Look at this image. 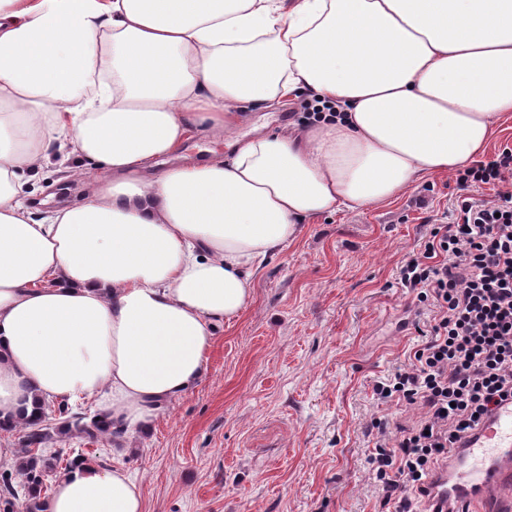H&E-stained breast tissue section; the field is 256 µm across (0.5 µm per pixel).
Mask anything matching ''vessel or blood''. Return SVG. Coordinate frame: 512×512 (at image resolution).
<instances>
[{
  "label": "vessel or blood",
  "mask_w": 512,
  "mask_h": 512,
  "mask_svg": "<svg viewBox=\"0 0 512 512\" xmlns=\"http://www.w3.org/2000/svg\"><path fill=\"white\" fill-rule=\"evenodd\" d=\"M464 465L435 473L432 492L453 512H512V407L499 408L464 451Z\"/></svg>",
  "instance_id": "obj_1"
}]
</instances>
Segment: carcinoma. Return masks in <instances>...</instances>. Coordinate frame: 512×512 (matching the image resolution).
<instances>
[{"mask_svg": "<svg viewBox=\"0 0 512 512\" xmlns=\"http://www.w3.org/2000/svg\"><path fill=\"white\" fill-rule=\"evenodd\" d=\"M57 412L61 422L55 428L47 423L46 413L37 420L20 424L23 436L18 461L12 468L0 472V504L4 512H11L14 501L21 496L26 500V512H44L47 501L44 476L61 460L59 454H46L44 445L53 436L61 438L75 433L88 444H99L112 442L113 436L118 434L101 413L73 414L67 402L59 405Z\"/></svg>", "mask_w": 512, "mask_h": 512, "instance_id": "obj_1", "label": "carcinoma"}]
</instances>
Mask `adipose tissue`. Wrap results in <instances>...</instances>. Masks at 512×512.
<instances>
[{
    "label": "adipose tissue",
    "instance_id": "adipose-tissue-1",
    "mask_svg": "<svg viewBox=\"0 0 512 512\" xmlns=\"http://www.w3.org/2000/svg\"><path fill=\"white\" fill-rule=\"evenodd\" d=\"M305 91L340 117L239 136L242 104ZM510 113L512 0H0V422L100 394L147 430L303 220L464 168ZM198 128L227 154L177 161ZM54 148L105 178L37 220L24 175ZM45 512L142 491L89 461Z\"/></svg>",
    "mask_w": 512,
    "mask_h": 512
}]
</instances>
